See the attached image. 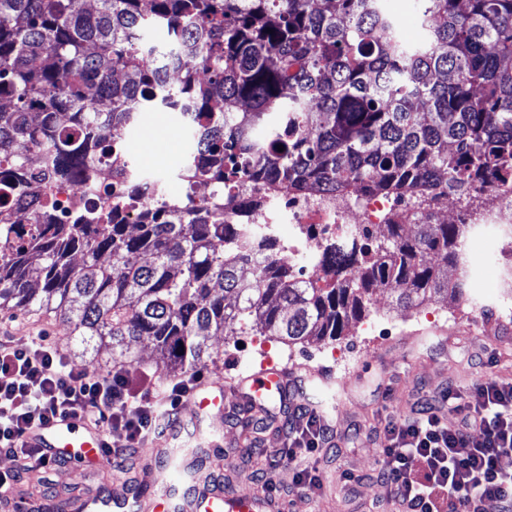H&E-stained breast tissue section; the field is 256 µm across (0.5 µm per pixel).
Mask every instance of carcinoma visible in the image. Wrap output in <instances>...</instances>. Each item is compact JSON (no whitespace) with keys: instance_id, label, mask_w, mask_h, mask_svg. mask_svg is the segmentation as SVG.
I'll return each instance as SVG.
<instances>
[{"instance_id":"carcinoma-1","label":"carcinoma","mask_w":512,"mask_h":512,"mask_svg":"<svg viewBox=\"0 0 512 512\" xmlns=\"http://www.w3.org/2000/svg\"><path fill=\"white\" fill-rule=\"evenodd\" d=\"M416 8L423 36L409 43L383 0H0V165L20 173L0 187V311L52 313L81 354L110 345L114 368L136 367L148 340L188 374L213 336L334 340L393 283L399 308L466 297L463 224L405 234L395 210L384 235L328 241L318 285L274 261L246 277L248 246L222 223L224 192L257 175L296 195L360 184L406 209L512 174V0ZM149 109L179 113L187 182H214L210 209L169 203L131 233L113 214L132 195L104 190L81 222L56 224L47 191V223L11 237L5 211L30 191L24 144L45 148L52 178L88 177Z\"/></svg>"}]
</instances>
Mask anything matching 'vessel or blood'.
<instances>
[{
    "label": "vessel or blood",
    "mask_w": 512,
    "mask_h": 512,
    "mask_svg": "<svg viewBox=\"0 0 512 512\" xmlns=\"http://www.w3.org/2000/svg\"><path fill=\"white\" fill-rule=\"evenodd\" d=\"M287 369L271 368L262 374L230 384L204 382L190 400L198 413L223 410L229 400L242 390H249L255 402L277 397L288 390ZM27 444L32 448H51L67 452L72 464L94 466L101 463L104 436L92 424L73 418H57L31 432ZM183 512H277V499L267 493L252 495L229 492L206 482L189 487L184 494Z\"/></svg>",
    "instance_id": "obj_1"
}]
</instances>
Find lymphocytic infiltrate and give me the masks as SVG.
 <instances>
[{"instance_id": "obj_1", "label": "lymphocytic infiltrate", "mask_w": 512, "mask_h": 512, "mask_svg": "<svg viewBox=\"0 0 512 512\" xmlns=\"http://www.w3.org/2000/svg\"><path fill=\"white\" fill-rule=\"evenodd\" d=\"M192 386L188 379L160 388L146 378L136 387L122 369L75 368L47 336L21 346L0 337V452L29 468L55 469L60 457H44L27 447L26 437L55 418L78 417L101 428L108 442L102 461L122 474L129 452L163 432ZM445 399L460 416L456 425L432 405L385 424L377 479L407 512H483L488 501L512 512V384L488 378ZM329 432V422L310 412L294 426L282 457L293 467L297 489H321L317 454Z\"/></svg>"}]
</instances>
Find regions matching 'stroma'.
Listing matches in <instances>:
<instances>
[{"instance_id":"obj_1","label":"stroma","mask_w":512,"mask_h":512,"mask_svg":"<svg viewBox=\"0 0 512 512\" xmlns=\"http://www.w3.org/2000/svg\"><path fill=\"white\" fill-rule=\"evenodd\" d=\"M178 121L173 112H144L129 142L139 163L162 177L183 153L168 134ZM509 303L512 252L506 250L498 266L472 267L469 294L456 302L404 310L397 308L392 290L379 289L362 316L352 320L336 341L289 347L243 335L234 346L225 344L223 337H212L214 357L202 368L203 380L239 379L265 365L297 370L299 405L317 411L332 425L330 441L318 460L320 493L311 496L293 488V472L279 460L297 417L274 398L261 409L236 398L222 417L209 415L195 422L190 419V404H181L186 423L173 431L168 443L152 441L129 456L130 486L147 490L166 482L179 488L199 475L240 493L261 492L266 483H273L285 512H405L389 486L373 475L380 454L377 431L388 421L413 416L422 399L445 388L466 392L489 377L512 383V313L502 310ZM37 335L51 337L59 353L81 369L101 371L111 355L107 346L95 355H75L67 327L54 317L0 313V336L12 337L20 345ZM217 437L232 450V466L214 459L210 442ZM274 459L279 467H271ZM103 486L96 470L64 465L48 474L27 472L15 492L62 503Z\"/></svg>"}]
</instances>
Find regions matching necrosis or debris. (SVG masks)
I'll list each match as a JSON object with an SVG mask.
<instances>
[{"label":"necrosis or debris","instance_id":"4bbe7bcc","mask_svg":"<svg viewBox=\"0 0 512 512\" xmlns=\"http://www.w3.org/2000/svg\"><path fill=\"white\" fill-rule=\"evenodd\" d=\"M180 176L155 179L137 167H130L125 156L114 163L98 166L94 179L79 178L55 182L57 213L68 218L77 206L90 199L95 190L125 185L137 196V212L125 221L137 223L138 211L160 209L180 196ZM392 203L384 197L360 191L348 194L310 192L288 196L274 192L264 179L250 180L239 191L224 198V221L236 225L251 252L271 256L311 281L326 277L321 252L327 240L348 237L370 229L381 233L384 212ZM431 218L443 224H490L501 230L512 228V179L473 191L470 200H447L433 210ZM291 226V236H283V226Z\"/></svg>","mask_w":512,"mask_h":512}]
</instances>
